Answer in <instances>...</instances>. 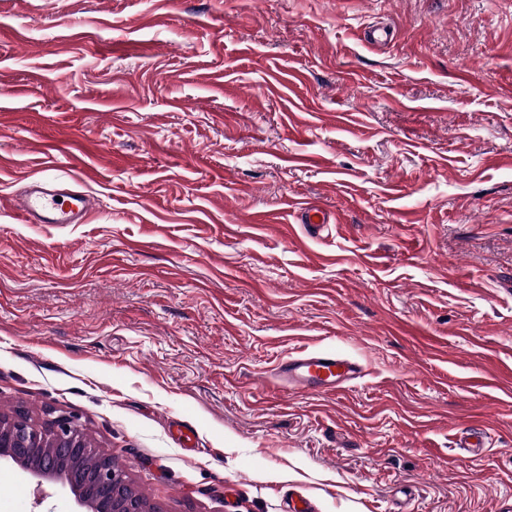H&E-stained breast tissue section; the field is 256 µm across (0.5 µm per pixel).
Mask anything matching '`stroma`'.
Wrapping results in <instances>:
<instances>
[{
  "mask_svg": "<svg viewBox=\"0 0 512 512\" xmlns=\"http://www.w3.org/2000/svg\"><path fill=\"white\" fill-rule=\"evenodd\" d=\"M1 79L0 411L152 512L512 503V0H0ZM38 176L89 222L20 223ZM321 350L364 378L278 387ZM74 509L0 464V512ZM362 372L357 360L327 350L288 356L278 365L275 377L289 392L334 393L352 387ZM489 436L486 431L482 429L466 432L458 439L456 443L457 448H463L469 451L474 456H478L487 448ZM468 448V449H467Z\"/></svg>",
  "mask_w": 512,
  "mask_h": 512,
  "instance_id": "1",
  "label": "stroma"
}]
</instances>
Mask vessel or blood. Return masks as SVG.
I'll use <instances>...</instances> for the list:
<instances>
[{"label":"vessel or blood","instance_id":"vessel-or-blood-1","mask_svg":"<svg viewBox=\"0 0 512 512\" xmlns=\"http://www.w3.org/2000/svg\"><path fill=\"white\" fill-rule=\"evenodd\" d=\"M14 211L25 224H84L92 207L85 195L39 178L30 181ZM361 364L335 351L302 352L283 360L275 377L291 392L334 393L352 387L361 378Z\"/></svg>","mask_w":512,"mask_h":512}]
</instances>
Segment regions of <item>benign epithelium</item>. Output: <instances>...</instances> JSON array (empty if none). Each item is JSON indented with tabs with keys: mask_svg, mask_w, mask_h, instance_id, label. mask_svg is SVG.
Returning a JSON list of instances; mask_svg holds the SVG:
<instances>
[{
	"mask_svg": "<svg viewBox=\"0 0 512 512\" xmlns=\"http://www.w3.org/2000/svg\"><path fill=\"white\" fill-rule=\"evenodd\" d=\"M94 451L71 416H60L41 429L20 412L0 416V461L17 465L39 485L49 482L69 489L82 512H150L142 500L127 495L129 484L112 455L97 452L91 474L80 467V460Z\"/></svg>",
	"mask_w": 512,
	"mask_h": 512,
	"instance_id": "1",
	"label": "benign epithelium"
}]
</instances>
